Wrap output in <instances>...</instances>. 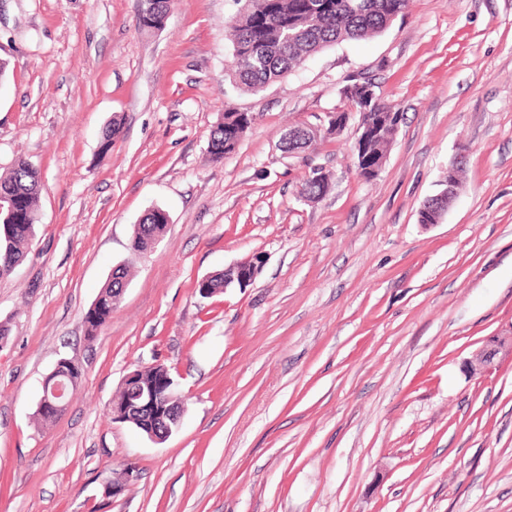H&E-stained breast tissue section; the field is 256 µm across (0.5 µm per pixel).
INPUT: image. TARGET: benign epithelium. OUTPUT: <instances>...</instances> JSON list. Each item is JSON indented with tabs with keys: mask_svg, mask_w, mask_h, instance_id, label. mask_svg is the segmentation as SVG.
Masks as SVG:
<instances>
[{
	"mask_svg": "<svg viewBox=\"0 0 512 512\" xmlns=\"http://www.w3.org/2000/svg\"><path fill=\"white\" fill-rule=\"evenodd\" d=\"M264 262V257L255 256L245 262H240L224 269V287L238 286L245 288L251 285L261 271ZM491 349L499 351L504 349L512 353V336H498L489 341L482 350L476 353L470 365V372L472 374L482 375L488 371L490 356L487 355V351ZM69 364H71V361L66 358L58 360L54 368L45 376L42 383L39 408L55 418L59 417L65 408L59 377L63 367ZM154 367L160 369L161 372L160 382L156 385L148 386L143 384L139 380L138 371L136 370L125 376L126 408L123 411L115 407L112 408V419L122 421L125 419V415L135 414L144 407L150 406L157 400L162 399L169 404V422L165 423L164 428L161 430H148L147 436L155 442H163L179 428L184 412V396L177 389L168 367L161 363L154 364Z\"/></svg>",
	"mask_w": 512,
	"mask_h": 512,
	"instance_id": "obj_1",
	"label": "benign epithelium"
}]
</instances>
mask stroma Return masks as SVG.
<instances>
[{
	"label": "stroma",
	"instance_id": "35a3bbf8",
	"mask_svg": "<svg viewBox=\"0 0 512 512\" xmlns=\"http://www.w3.org/2000/svg\"><path fill=\"white\" fill-rule=\"evenodd\" d=\"M139 9L0 0V175L22 156L42 177L34 235L0 278V512H512V356L467 368L512 334V0H410L379 36L254 95L224 80L234 0H176L155 32ZM364 80L402 116L376 178L357 168L353 120L309 159L280 151L288 126L326 128ZM228 110L253 122L216 161ZM460 154L453 205L418 224ZM314 167L331 187L308 202ZM155 207L166 230L132 259ZM257 254L252 285L200 294ZM127 261L87 341L84 316ZM63 356L83 378L43 426ZM158 361L185 397L162 443L111 413L124 377ZM168 224L167 213L160 208H153L145 212L134 226L130 242L132 256L140 258L163 235ZM132 268L133 265L131 262L116 268L117 270L115 269L116 271L114 270L112 272V274L114 272L115 274H111L110 278L101 288L99 294L90 305L84 317V321L88 325V335L98 336L101 329L111 317L112 309L121 301L114 300V297L119 294L120 289L118 288H122V282H125V284L127 283V279L131 274ZM502 350L505 349L510 354L512 353V336H497L493 340L489 341L478 353H476L474 359L471 361L470 372L473 375H482L489 369L491 353L487 355L486 350ZM74 364L72 361L66 358H61L57 361L54 368L45 376L42 383V395L39 400V407L37 405L34 416L38 421L47 425L53 423L55 420L49 418L42 413H50L53 417H59L64 411L65 405L63 404L62 395L63 390L61 389V382L59 377L61 376V370L65 365ZM67 382L69 392H74L82 379L83 372L79 365H69L66 367V371L62 374ZM66 395V398H67ZM42 410H40V409Z\"/></svg>",
	"mask_w": 512,
	"mask_h": 512
}]
</instances>
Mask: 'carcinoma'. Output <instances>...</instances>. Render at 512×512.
Segmentation results:
<instances>
[{
	"mask_svg": "<svg viewBox=\"0 0 512 512\" xmlns=\"http://www.w3.org/2000/svg\"><path fill=\"white\" fill-rule=\"evenodd\" d=\"M174 0H141L139 26L160 31L172 9ZM239 5L227 38L232 64L224 80L243 92H258L287 76L307 58L320 50L344 41L365 40L384 32L406 8L407 0H236ZM369 88L370 81L353 82L342 90L348 103L372 125L374 134L365 146L369 159L384 155L397 133L399 112L375 94L362 98L357 86ZM252 119L236 111H227L210 133L208 152L221 160L235 152ZM296 128L286 132L283 150L295 155L306 153L315 138L304 143L292 137ZM325 176L317 171L303 180L301 198L320 195ZM41 178L38 169L20 157L10 173L0 177V197H12L22 204L23 216L14 221L7 211L0 212V278L11 273L24 255V248L34 233L37 221ZM168 224L167 213L160 208L145 212L134 225L130 251L141 257L163 235ZM133 265L117 268L87 310L84 321L88 335L96 336L118 305L114 300L122 283L127 281Z\"/></svg>",
	"mask_w": 512,
	"mask_h": 512,
	"instance_id": "1",
	"label": "carcinoma"
}]
</instances>
